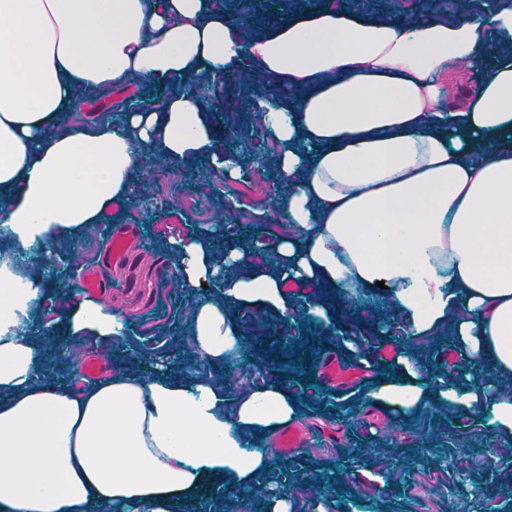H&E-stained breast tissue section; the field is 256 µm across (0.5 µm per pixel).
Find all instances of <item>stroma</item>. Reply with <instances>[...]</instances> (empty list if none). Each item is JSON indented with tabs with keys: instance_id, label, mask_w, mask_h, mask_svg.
<instances>
[{
	"instance_id": "obj_1",
	"label": "stroma",
	"mask_w": 512,
	"mask_h": 512,
	"mask_svg": "<svg viewBox=\"0 0 512 512\" xmlns=\"http://www.w3.org/2000/svg\"><path fill=\"white\" fill-rule=\"evenodd\" d=\"M210 95L232 113L240 141L260 148L267 161L260 177L242 178L228 190L223 174L207 170L212 192L204 199L184 176L164 166L152 167L135 177L137 205L82 242L63 244L67 262L46 275L51 286L75 285L86 266H96L105 301L116 299L124 307L129 351L172 353L191 371L205 361L185 343L191 302L174 296L164 276L170 261L168 240L187 224L212 226L218 214L235 227L262 226L255 209L271 191L277 152L274 137L256 123L249 85H217ZM228 191L236 201L229 211L224 208ZM127 224L138 225L142 239L128 243L121 258L113 259L111 242ZM309 294L303 288L294 296V320L286 327L271 309H248L239 317L247 336H272L284 329L289 345L308 347L306 374H297L279 351L270 368L246 361L233 382L234 389L250 388L275 370L287 376L303 405L298 424L309 440L300 454L284 456L279 480L291 498L292 512H318L319 503L326 501L343 512H512V500L505 496L512 489V437L444 407L396 421L366 397L382 362L391 360L395 346L403 343L430 366L466 371L464 359L451 350L447 338L405 336L393 320L387 295L361 294L354 307L372 313L364 328L368 360L363 363L346 352L339 336L322 335L308 323ZM332 361L356 371V378L336 386L324 384L322 369Z\"/></svg>"
}]
</instances>
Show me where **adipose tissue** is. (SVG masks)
Returning <instances> with one entry per match:
<instances>
[{
    "instance_id": "ef3b65f1",
    "label": "adipose tissue",
    "mask_w": 512,
    "mask_h": 512,
    "mask_svg": "<svg viewBox=\"0 0 512 512\" xmlns=\"http://www.w3.org/2000/svg\"><path fill=\"white\" fill-rule=\"evenodd\" d=\"M512 0L484 16L428 12L410 25L354 7L231 19L221 0H0V512H195L214 487L270 476L256 448L302 405L279 374L229 392L227 356L247 341L236 314L267 306L290 320L287 282L315 287L321 331L370 320L346 291L384 282L408 335L448 337L503 386L434 369L406 347L367 392L401 417L432 406L512 435ZM251 65L256 109L278 145L275 186L257 207L270 262L186 225L169 241L177 288L204 369L152 357L127 365L120 304L46 288L34 266L135 203L149 159L204 162L243 176L223 142L233 127L206 95ZM479 75L453 108L452 72ZM139 82L152 106L121 120L72 122L83 96ZM220 281L221 292L201 294ZM61 321L39 325L44 310ZM112 359L110 376L69 381L85 354L50 352L58 334ZM88 351V352H89Z\"/></svg>"
}]
</instances>
